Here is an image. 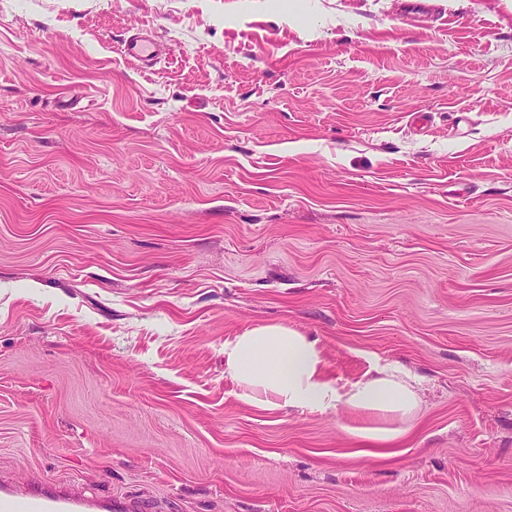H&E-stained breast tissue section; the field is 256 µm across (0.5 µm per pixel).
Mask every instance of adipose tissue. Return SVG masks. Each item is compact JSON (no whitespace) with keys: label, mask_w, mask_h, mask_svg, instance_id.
<instances>
[{"label":"adipose tissue","mask_w":512,"mask_h":512,"mask_svg":"<svg viewBox=\"0 0 512 512\" xmlns=\"http://www.w3.org/2000/svg\"><path fill=\"white\" fill-rule=\"evenodd\" d=\"M224 371L242 387L244 400L262 408L330 413L343 404L407 422L421 405L418 378L390 364L374 366L355 383L336 384L325 374L318 339L280 324L257 325L225 341Z\"/></svg>","instance_id":"obj_1"}]
</instances>
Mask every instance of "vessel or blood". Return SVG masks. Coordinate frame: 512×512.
I'll return each mask as SVG.
<instances>
[{
  "mask_svg": "<svg viewBox=\"0 0 512 512\" xmlns=\"http://www.w3.org/2000/svg\"><path fill=\"white\" fill-rule=\"evenodd\" d=\"M123 52L147 66L158 55L155 43L141 38L127 41ZM0 512H136V507L64 485L0 480Z\"/></svg>",
  "mask_w": 512,
  "mask_h": 512,
  "instance_id": "1",
  "label": "vessel or blood"
}]
</instances>
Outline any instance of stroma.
Instances as JSON below:
<instances>
[{"label":"stroma","instance_id":"obj_1","mask_svg":"<svg viewBox=\"0 0 512 512\" xmlns=\"http://www.w3.org/2000/svg\"><path fill=\"white\" fill-rule=\"evenodd\" d=\"M431 3L0 0V479L512 512V0ZM258 324L410 369L419 413L244 402ZM123 52L126 56L146 66L153 65L158 55L156 44L151 40L141 38L127 41L124 44Z\"/></svg>","mask_w":512,"mask_h":512}]
</instances>
